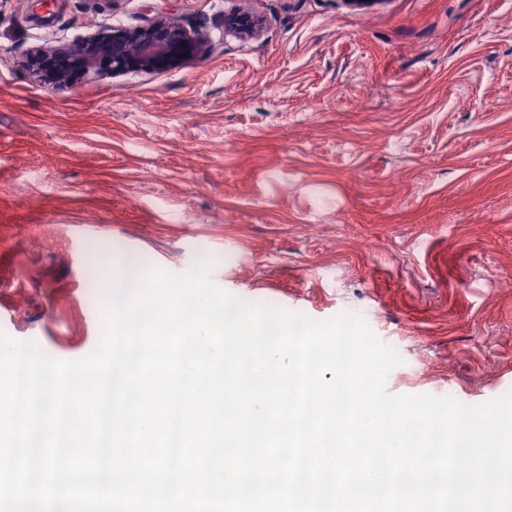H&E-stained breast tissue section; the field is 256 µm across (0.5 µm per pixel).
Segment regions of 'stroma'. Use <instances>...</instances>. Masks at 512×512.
Wrapping results in <instances>:
<instances>
[{
  "label": "stroma",
  "instance_id": "obj_1",
  "mask_svg": "<svg viewBox=\"0 0 512 512\" xmlns=\"http://www.w3.org/2000/svg\"><path fill=\"white\" fill-rule=\"evenodd\" d=\"M160 14L207 53L65 89L21 67ZM92 240L115 274L205 258L237 297L362 316L390 393L511 392L512 0H0V329L84 359ZM224 25L230 30L248 36H256L261 30V21L246 12H237L225 16Z\"/></svg>",
  "mask_w": 512,
  "mask_h": 512
}]
</instances>
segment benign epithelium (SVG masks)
<instances>
[{
    "label": "benign epithelium",
    "mask_w": 512,
    "mask_h": 512,
    "mask_svg": "<svg viewBox=\"0 0 512 512\" xmlns=\"http://www.w3.org/2000/svg\"><path fill=\"white\" fill-rule=\"evenodd\" d=\"M224 25L248 36L261 30V21L246 12L226 16ZM207 48L202 29L188 30L169 16H159L145 26H105L70 43L36 46L22 67L31 82L58 89L89 74L104 78L120 72L166 70Z\"/></svg>",
    "instance_id": "benign-epithelium-1"
}]
</instances>
